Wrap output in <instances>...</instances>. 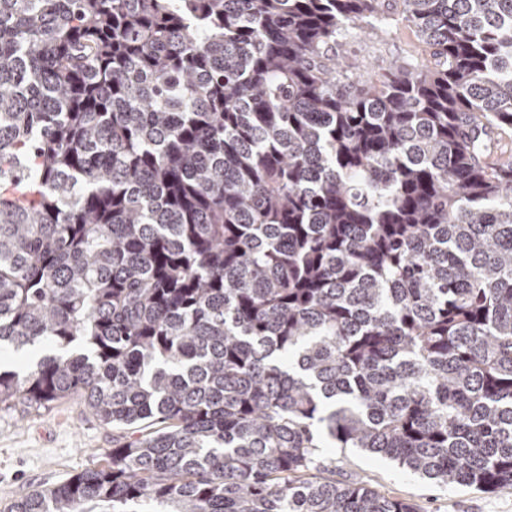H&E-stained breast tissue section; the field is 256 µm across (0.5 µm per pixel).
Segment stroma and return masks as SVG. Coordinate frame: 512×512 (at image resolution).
<instances>
[{
    "mask_svg": "<svg viewBox=\"0 0 512 512\" xmlns=\"http://www.w3.org/2000/svg\"><path fill=\"white\" fill-rule=\"evenodd\" d=\"M350 62L378 77L391 65L425 63L424 44L397 22L362 21L339 47ZM119 430L102 424L82 399L66 398L29 412L0 409V512L35 489L65 482L81 471L104 465ZM324 456L335 459L336 478L362 484L416 505L419 512H512V487L483 492L441 487L388 458L357 448H338L321 439Z\"/></svg>",
    "mask_w": 512,
    "mask_h": 512,
    "instance_id": "stroma-1",
    "label": "stroma"
}]
</instances>
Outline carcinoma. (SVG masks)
Listing matches in <instances>:
<instances>
[{"instance_id": "1", "label": "carcinoma", "mask_w": 512, "mask_h": 512, "mask_svg": "<svg viewBox=\"0 0 512 512\" xmlns=\"http://www.w3.org/2000/svg\"><path fill=\"white\" fill-rule=\"evenodd\" d=\"M430 60L336 55L391 16ZM512 0H0V405L130 431L13 512H414L512 486ZM324 456L336 458V481L366 485L404 500L421 512H512V487L483 492L473 487H440L388 458L358 448H335L320 436Z\"/></svg>"}]
</instances>
